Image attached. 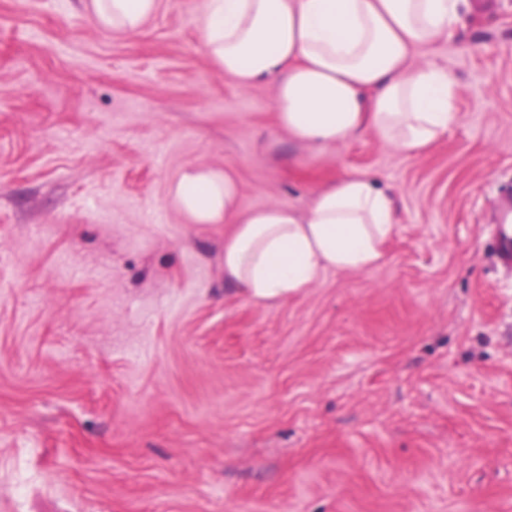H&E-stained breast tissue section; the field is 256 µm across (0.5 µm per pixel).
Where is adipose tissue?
<instances>
[{
    "label": "adipose tissue",
    "mask_w": 512,
    "mask_h": 512,
    "mask_svg": "<svg viewBox=\"0 0 512 512\" xmlns=\"http://www.w3.org/2000/svg\"><path fill=\"white\" fill-rule=\"evenodd\" d=\"M159 0H90L91 20L133 34ZM459 0H207L202 42L226 78L274 88L279 125L298 143L341 145L367 132L418 151L453 124L456 82L446 68L414 65L417 50L448 38ZM190 224H229L224 278L261 304L284 301L330 271L374 269L397 227L391 195L362 174L336 178L307 215L276 205L241 211L226 170L186 169L169 189Z\"/></svg>",
    "instance_id": "adipose-tissue-1"
}]
</instances>
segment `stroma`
I'll return each instance as SVG.
<instances>
[{
    "instance_id": "35a3bbf8",
    "label": "stroma",
    "mask_w": 512,
    "mask_h": 512,
    "mask_svg": "<svg viewBox=\"0 0 512 512\" xmlns=\"http://www.w3.org/2000/svg\"><path fill=\"white\" fill-rule=\"evenodd\" d=\"M88 3L0 0V512H512V0L418 53L457 81L420 152L292 141L207 55L206 0L133 35ZM199 165L303 215L362 173L398 226L374 270L256 305L229 225L168 201ZM509 211H504L499 219L497 233L493 242V251L504 265H512V227L505 218Z\"/></svg>"
}]
</instances>
